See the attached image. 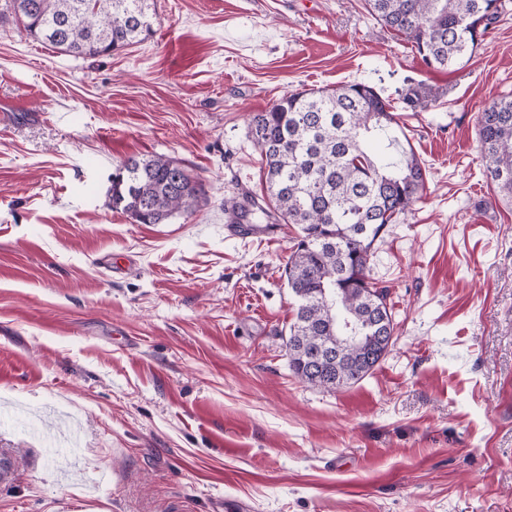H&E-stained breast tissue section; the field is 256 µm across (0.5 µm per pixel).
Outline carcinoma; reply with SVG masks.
I'll use <instances>...</instances> for the list:
<instances>
[{"label":"carcinoma","mask_w":512,"mask_h":512,"mask_svg":"<svg viewBox=\"0 0 512 512\" xmlns=\"http://www.w3.org/2000/svg\"><path fill=\"white\" fill-rule=\"evenodd\" d=\"M148 0H0L29 35L82 58L108 55L152 29ZM383 26L412 43L437 69L472 55L512 0H365ZM390 101L365 83L289 93L250 118V132L265 162L266 196L247 194L224 206L239 224L260 212L276 224H294L298 237L284 274L297 301L289 326L290 368L326 390L353 385L384 358L373 340L336 339L338 311L367 332L387 319L394 335L389 290L371 276L381 231L397 224L421 197L428 169L394 134ZM386 143L394 155L369 150ZM478 143L487 183L512 202V96L488 105L478 118ZM110 204L140 224H162L194 213L203 194L175 161L131 157L112 173Z\"/></svg>","instance_id":"obj_1"}]
</instances>
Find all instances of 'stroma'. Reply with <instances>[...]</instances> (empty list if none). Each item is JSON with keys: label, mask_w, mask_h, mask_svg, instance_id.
<instances>
[{"label": "stroma", "mask_w": 512, "mask_h": 512, "mask_svg": "<svg viewBox=\"0 0 512 512\" xmlns=\"http://www.w3.org/2000/svg\"><path fill=\"white\" fill-rule=\"evenodd\" d=\"M149 5L96 58L0 22V512H512V205L477 135L512 12L436 70L364 0ZM356 82L428 179L372 261L394 344L327 391L289 366L296 227L229 233L224 202L260 191L252 113ZM154 155L203 183L193 215L110 208L115 167Z\"/></svg>", "instance_id": "obj_1"}]
</instances>
